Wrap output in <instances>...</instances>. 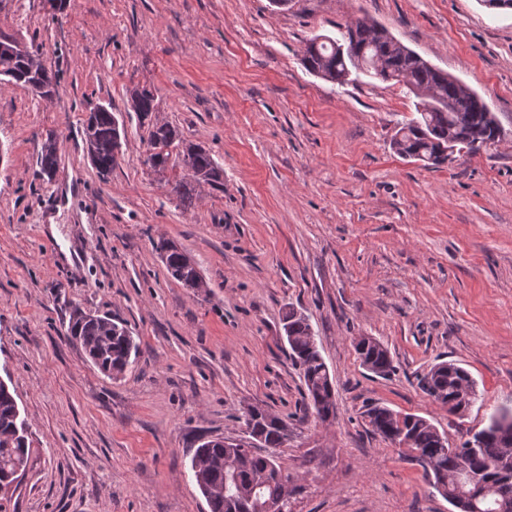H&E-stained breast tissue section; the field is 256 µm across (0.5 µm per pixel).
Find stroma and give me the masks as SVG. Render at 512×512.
<instances>
[{
    "mask_svg": "<svg viewBox=\"0 0 512 512\" xmlns=\"http://www.w3.org/2000/svg\"><path fill=\"white\" fill-rule=\"evenodd\" d=\"M365 17L481 94L501 141L431 168L390 142L416 115L401 83L332 84L305 70L317 35ZM61 74L52 104L0 85V379L29 430L8 512H209L190 468L200 436L245 438L262 406L287 421L292 512H456L421 466L368 427L374 404L428 419L458 446L512 411V10L482 0H0V38ZM157 110L140 118L130 92ZM125 127L119 163L87 155L90 105ZM203 145L223 191L191 208L181 167L144 163L153 121ZM59 165L39 176L43 142ZM207 282L171 281L153 238ZM125 321L139 345L112 379L64 336L73 307ZM308 319L336 418L297 422L305 385L282 329ZM372 336L392 371L352 346ZM459 363L477 399L449 414L419 378ZM365 337L370 338V336H361L354 345L361 364L369 371L376 374L384 375L391 371L393 368L392 360L387 348L373 337L372 338L376 341V345L374 346L369 343L368 346L366 345Z\"/></svg>",
    "mask_w": 512,
    "mask_h": 512,
    "instance_id": "1",
    "label": "stroma"
}]
</instances>
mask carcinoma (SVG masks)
<instances>
[{"label": "carcinoma", "instance_id": "1", "mask_svg": "<svg viewBox=\"0 0 512 512\" xmlns=\"http://www.w3.org/2000/svg\"><path fill=\"white\" fill-rule=\"evenodd\" d=\"M364 65L363 72L383 82L405 84L418 99L417 117L399 124L392 149L400 157L440 167L448 163L447 150L476 153L499 142L494 129L497 118L484 99L456 79L440 71L418 53L404 45L385 29L366 18L347 23L341 38L316 36L306 43L302 63L315 76L333 84L349 82L354 66L350 54ZM11 74L9 82L22 84L35 96L51 101L58 93V73L48 67L38 51L21 53L0 40V72ZM131 109L140 118L156 110L155 95L147 89L131 93ZM121 132L112 108L89 113L85 140L92 148L93 163L102 174L117 165L116 148ZM181 148L179 156L186 170L172 183L171 191L188 208L205 187L224 190L223 171L205 148L186 144L175 127L155 122L150 132L144 164L156 172L165 171L171 153L156 151L157 145ZM57 165V143L48 138L39 157L40 173L51 175ZM152 247L165 264L167 276L186 288L206 287L191 258L164 237L152 241ZM284 331L290 357L299 369L306 392L302 416L313 414L326 422L336 418L334 389L328 382L329 371L318 349L311 325L304 314L290 308L285 315ZM67 339L79 346L90 362L106 376L117 379L132 364L137 344L126 325L109 313L72 311L66 330ZM361 364L376 374L392 370L390 354L381 343L366 345L365 337L355 342ZM422 390L442 404L453 399L448 409L462 414L476 400V384L469 372L457 363L444 361L433 365L420 377ZM372 431L392 443L393 436L413 454L429 477V484L458 512H512V412L501 411L490 424L467 438L456 448L426 418L372 406L366 413ZM250 440H233L207 448L198 446L190 467L210 512H290V495L281 481L283 471L274 455L287 437L286 422L273 413L253 406L244 416ZM28 424L7 385L0 383V487L13 481L17 468H27L31 456ZM260 439L271 449L261 454L253 448ZM465 460L470 473L479 477L482 487L472 492L460 470Z\"/></svg>", "mask_w": 512, "mask_h": 512}]
</instances>
